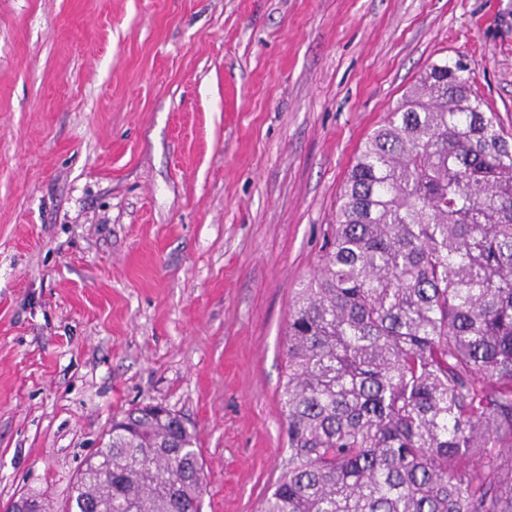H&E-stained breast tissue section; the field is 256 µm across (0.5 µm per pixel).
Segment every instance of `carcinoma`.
<instances>
[{
    "label": "carcinoma",
    "mask_w": 512,
    "mask_h": 512,
    "mask_svg": "<svg viewBox=\"0 0 512 512\" xmlns=\"http://www.w3.org/2000/svg\"><path fill=\"white\" fill-rule=\"evenodd\" d=\"M468 72L430 65L357 152L289 311L263 512H512V134ZM107 436L67 512H201L180 416L143 404Z\"/></svg>",
    "instance_id": "1"
}]
</instances>
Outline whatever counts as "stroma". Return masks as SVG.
I'll use <instances>...</instances> for the list:
<instances>
[{
    "label": "stroma",
    "instance_id": "stroma-1",
    "mask_svg": "<svg viewBox=\"0 0 512 512\" xmlns=\"http://www.w3.org/2000/svg\"><path fill=\"white\" fill-rule=\"evenodd\" d=\"M458 57L512 131V0H0V512H63L149 402L202 512H260L294 291L366 137Z\"/></svg>",
    "mask_w": 512,
    "mask_h": 512
}]
</instances>
